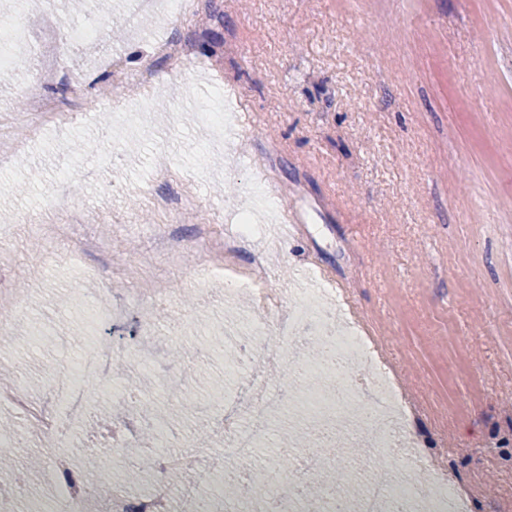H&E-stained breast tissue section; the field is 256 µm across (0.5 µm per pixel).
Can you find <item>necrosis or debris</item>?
<instances>
[{"mask_svg": "<svg viewBox=\"0 0 512 512\" xmlns=\"http://www.w3.org/2000/svg\"><path fill=\"white\" fill-rule=\"evenodd\" d=\"M248 277L256 285L253 309L224 326V374L241 378L245 395L230 408L223 393H214L205 410L209 424L224 434L222 458L234 460L235 469L222 468L220 458L201 450H169V439L163 434L155 441L148 486L142 490L113 486L101 502L100 512H182L188 496L194 500L195 512H418L425 500L432 512H467L465 496L448 483L442 463L422 455L404 439L401 407L391 401L396 391L375 359V345L360 335L359 321L339 323L333 306L299 289L267 288L271 273L264 258H257ZM283 311L288 318L280 331L281 340L270 342L268 319ZM302 326L321 349L317 358L302 359L283 348V340ZM114 352L111 339L100 337L38 403L29 397L26 377H17L0 388V403L10 406L20 419L19 425L0 439V445L12 447L23 440L35 444L46 434L56 441L58 451L47 459L46 466L55 476L66 477L67 483L52 505L54 512H87L94 495L95 481L76 474L63 451L79 445L87 410L84 381H111ZM352 363L358 366L353 376L347 373ZM282 364L315 379L297 413L309 441L280 448V456L290 460V467L285 471L269 469L266 485L256 492L250 489L249 478L260 465L258 451L268 441L271 421L283 413V401L272 390L267 373ZM367 379L380 395L372 406L358 398ZM365 423L374 430L367 439L360 436ZM356 440L361 443L363 459L378 466L375 480L364 482L354 498L332 483L317 495H309V476L349 466L348 449ZM388 456L401 457V467L384 466ZM415 467L428 472L429 488L408 482L407 473Z\"/></svg>", "mask_w": 512, "mask_h": 512, "instance_id": "1", "label": "necrosis or debris"}]
</instances>
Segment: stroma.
I'll return each instance as SVG.
<instances>
[{
	"instance_id": "35a3bbf8",
	"label": "stroma",
	"mask_w": 512,
	"mask_h": 512,
	"mask_svg": "<svg viewBox=\"0 0 512 512\" xmlns=\"http://www.w3.org/2000/svg\"><path fill=\"white\" fill-rule=\"evenodd\" d=\"M22 13L30 35L26 70L0 80V275L29 297L32 320L50 333L0 335V383L16 368L34 396L43 372L82 354L92 334L117 340L119 362L152 360L151 375H113L157 410L201 405L224 377L231 316L251 306L245 288L224 294L200 280L204 225L253 211L251 234L225 254L248 271L265 253L269 285L305 273L336 289L347 311L382 347L421 448L446 462L469 512H512V0H197L192 22L165 9L142 13L113 0L40 6L0 0ZM98 24L99 42L72 28ZM189 42L184 66L156 54L157 40ZM149 69L155 91L134 128L110 123L121 103L113 62ZM72 112L79 136L34 137L17 112L28 93ZM225 117L222 137L201 119ZM109 160H101V153ZM173 176L152 181L159 166ZM94 176H87V169ZM192 181L189 223L131 206L138 186L173 199ZM70 196L101 245L47 253L16 215L64 224L45 199ZM292 211L295 221L274 225ZM170 234L185 250L176 265L155 259L173 290L156 309L132 278L146 235ZM118 305V325H93L92 303ZM155 314L156 334L131 337ZM183 349L172 359V347Z\"/></svg>"
}]
</instances>
